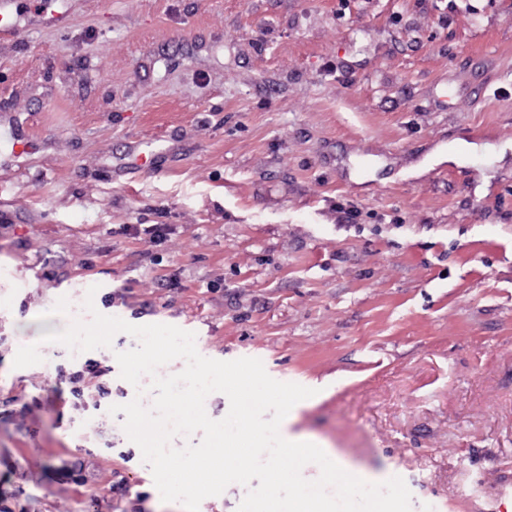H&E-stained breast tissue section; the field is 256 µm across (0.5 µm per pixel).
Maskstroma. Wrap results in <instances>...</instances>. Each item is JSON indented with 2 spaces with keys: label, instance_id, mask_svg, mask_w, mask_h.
Wrapping results in <instances>:
<instances>
[{
  "label": "stroma",
  "instance_id": "35a3bbf8",
  "mask_svg": "<svg viewBox=\"0 0 512 512\" xmlns=\"http://www.w3.org/2000/svg\"><path fill=\"white\" fill-rule=\"evenodd\" d=\"M48 7L0 39V512H184L110 411L137 339L42 342L62 297L314 389L289 432L411 512H512V0Z\"/></svg>",
  "mask_w": 512,
  "mask_h": 512
}]
</instances>
